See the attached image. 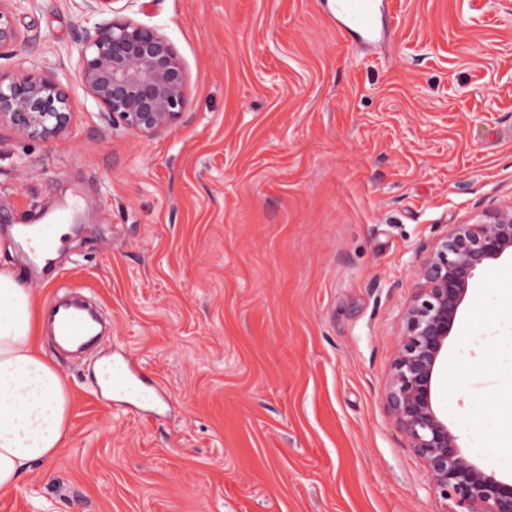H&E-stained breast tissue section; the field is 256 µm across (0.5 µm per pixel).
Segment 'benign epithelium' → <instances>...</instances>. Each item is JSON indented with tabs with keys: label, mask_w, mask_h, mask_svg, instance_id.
<instances>
[{
	"label": "benign epithelium",
	"mask_w": 512,
	"mask_h": 512,
	"mask_svg": "<svg viewBox=\"0 0 512 512\" xmlns=\"http://www.w3.org/2000/svg\"><path fill=\"white\" fill-rule=\"evenodd\" d=\"M89 15L114 13L117 0H82ZM78 76L99 114L145 136L176 126L184 115L188 76L170 41L129 19L111 18L82 30ZM21 37L0 0V55ZM69 93L52 69L33 64L0 69V126L44 142L74 123ZM512 248V205L487 210L473 224H454L433 248L418 250L417 294L401 315V334L385 402L430 486L456 506L452 512H512V481L498 480L461 453L457 436L433 405V382L445 341L474 271Z\"/></svg>",
	"instance_id": "benign-epithelium-1"
}]
</instances>
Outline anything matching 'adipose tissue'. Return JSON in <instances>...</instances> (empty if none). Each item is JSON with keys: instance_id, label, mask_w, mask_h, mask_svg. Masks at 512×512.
<instances>
[{"instance_id": "adipose-tissue-1", "label": "adipose tissue", "mask_w": 512, "mask_h": 512, "mask_svg": "<svg viewBox=\"0 0 512 512\" xmlns=\"http://www.w3.org/2000/svg\"><path fill=\"white\" fill-rule=\"evenodd\" d=\"M32 293L0 270V493L17 491L32 466L69 441L65 380L37 342Z\"/></svg>"}]
</instances>
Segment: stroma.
Masks as SVG:
<instances>
[{"label":"stroma","instance_id":"obj_1","mask_svg":"<svg viewBox=\"0 0 512 512\" xmlns=\"http://www.w3.org/2000/svg\"><path fill=\"white\" fill-rule=\"evenodd\" d=\"M318 0H120L188 73L152 138L102 121L77 75L82 0H21L0 68L54 67L73 131L0 130V268L13 224L77 201L54 266L27 281L92 299L111 334L74 360L70 441L0 512H446L385 390L415 255L512 203V0H389L358 44ZM130 355L159 412L95 380ZM435 407L464 456L512 479V252L479 267L445 345Z\"/></svg>","mask_w":512,"mask_h":512}]
</instances>
